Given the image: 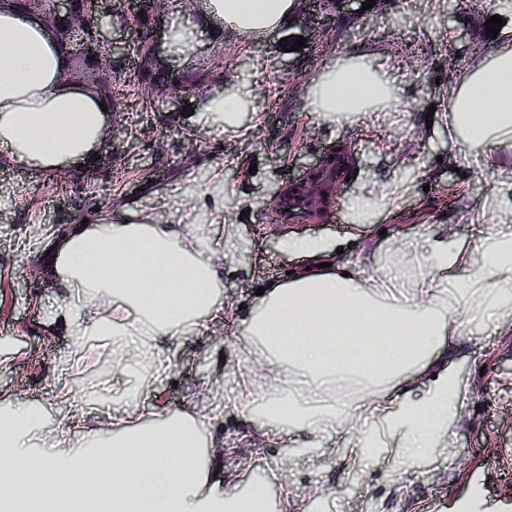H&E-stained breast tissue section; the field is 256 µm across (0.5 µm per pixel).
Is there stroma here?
<instances>
[{"mask_svg": "<svg viewBox=\"0 0 512 512\" xmlns=\"http://www.w3.org/2000/svg\"><path fill=\"white\" fill-rule=\"evenodd\" d=\"M451 3L455 10L448 13L435 10L431 0H418L409 12L400 0H377L358 16L339 13L327 37L316 23H291L247 43L214 32L204 8L187 15L178 10L180 0H162L160 19L149 24L148 36L164 37L168 21L177 19L193 39L180 53L162 44L158 63L190 73L219 56L231 66L226 89L254 86L238 127L224 130L202 123L192 87L181 91L180 111H146L151 91L140 77L137 28L115 30L126 55L106 125L118 130L112 146L120 165L105 174L67 178L55 169L0 160V390L43 409L48 427L63 424L88 434L126 406L144 425L180 416L184 390L216 371L224 377V398L215 403L216 418L201 442L223 444L227 454H200V467L223 473L225 489L241 495L256 483L260 462L292 457L295 444L272 437L243 406L244 400L263 397L266 388L247 382L249 347L239 320L258 287L300 268L301 258L284 249V238L294 233L322 240L336 249L340 265L363 233L386 251L401 239L453 224L459 238L470 242L496 222L492 182L512 181V141L462 156L448 138V102L464 72L491 48L512 46V0H487L474 12L466 10V0ZM496 14L502 25L493 37L485 22ZM301 36L305 47L282 50L281 39ZM350 54L391 59L399 74L393 87L401 105L383 113L381 124L364 115L323 121L306 108L305 87L325 66ZM343 144L352 150L350 179L322 215L272 222L275 193L301 178L307 163ZM217 162L224 167L226 209L223 223L208 225L207 234L214 241L225 225L237 230L238 261L225 267L218 282L233 294L234 304L223 321L204 320L175 337L150 393L130 402L113 397L111 337L80 341L55 325L63 299L56 278L44 271L49 252L72 226L127 201L155 207L163 223H178V198L201 187L209 164ZM367 179L397 186L368 223L360 224L350 204ZM450 342L447 354H434L428 362L434 371L449 367L467 393L464 413L448 418L455 443L446 455L411 465L398 488L386 476L394 464L391 455H354L352 437L340 434L335 447L314 449L309 466L285 475L270 470L268 512H512V328L493 329L479 342L464 335ZM68 346L75 357L66 365L58 352ZM63 389L74 390L76 404L56 403Z\"/></svg>", "mask_w": 512, "mask_h": 512, "instance_id": "1", "label": "stroma"}]
</instances>
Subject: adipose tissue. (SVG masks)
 I'll return each mask as SVG.
<instances>
[{"instance_id": "obj_1", "label": "adipose tissue", "mask_w": 512, "mask_h": 512, "mask_svg": "<svg viewBox=\"0 0 512 512\" xmlns=\"http://www.w3.org/2000/svg\"><path fill=\"white\" fill-rule=\"evenodd\" d=\"M295 0H207L206 13L223 29L250 41L286 24ZM66 57L42 22L0 5V158L27 168L59 169L91 162L104 147L103 96L65 78ZM385 67L360 55L327 66L311 81L310 111L325 120L340 112L377 110L393 100ZM249 87L226 94L203 92L199 112L220 123L236 121ZM452 140L461 151L492 149L512 139V48L491 50L466 71L451 101ZM224 227L221 243L202 245L201 215ZM494 248L473 254L457 227L440 236L402 241L377 266H324L330 253L317 239H289L284 246L305 268L272 283L244 324L247 343H262L263 376L278 369L301 372L319 390L336 378L360 373L382 391L364 408L369 422L360 444L369 452L392 449L400 463L388 477L400 486L406 464L445 454L453 444L449 414L464 408L463 389L448 370L425 377L419 396L406 394L426 358L448 336L472 323L512 327V236L494 232ZM240 242L224 222V168L213 164L206 184L183 207L180 223L163 226L147 208L126 207L87 227L75 226L60 242L49 267L74 292L63 322L81 335L112 338L118 354L112 392L145 393L155 378L143 372L146 356L133 343L149 337L155 353L184 324L221 312L212 290ZM417 271L415 297L387 296L383 277ZM457 288V308L439 296ZM137 314L127 322L126 310ZM224 394L215 376L203 377L184 400L190 418H169L151 430L129 433L103 427L72 449L63 429H47L43 411L0 392V512H25L38 497L42 512H239L240 497L222 479L197 466L198 434L208 423L210 398ZM265 421L320 443L328 427H354L332 400H312L279 388L261 401Z\"/></svg>"}]
</instances>
